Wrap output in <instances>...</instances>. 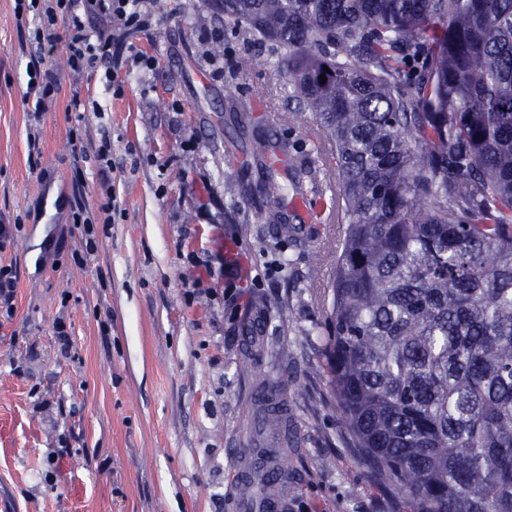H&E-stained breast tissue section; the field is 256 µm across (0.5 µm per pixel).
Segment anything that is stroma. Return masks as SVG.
<instances>
[{
  "mask_svg": "<svg viewBox=\"0 0 512 512\" xmlns=\"http://www.w3.org/2000/svg\"><path fill=\"white\" fill-rule=\"evenodd\" d=\"M139 6L137 55L117 69L74 73L67 24L51 26L57 84L36 123V24L0 0V219L21 226L0 241V265L18 274L13 313L0 309V495L15 512H232L241 465L269 447L284 451L288 512H407L336 413L324 350L336 226L302 210L288 238L267 222L258 171L242 165L253 131L226 99L296 112L260 126L296 156L315 140L312 112L289 99L275 63L236 72L257 47L223 14L199 0ZM228 179L243 188L237 201ZM110 200L112 221L87 252L76 216ZM256 332L286 417L261 438L258 384L243 370Z\"/></svg>",
  "mask_w": 512,
  "mask_h": 512,
  "instance_id": "1",
  "label": "stroma"
}]
</instances>
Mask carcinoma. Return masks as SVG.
Here are the masks:
<instances>
[{
	"mask_svg": "<svg viewBox=\"0 0 512 512\" xmlns=\"http://www.w3.org/2000/svg\"><path fill=\"white\" fill-rule=\"evenodd\" d=\"M211 5L316 113L299 165L263 135L251 153L282 235L278 164L344 226L326 357L353 447L409 512H512V0ZM281 428L262 411L260 433Z\"/></svg>",
	"mask_w": 512,
	"mask_h": 512,
	"instance_id": "cac0c4a2",
	"label": "carcinoma"
}]
</instances>
